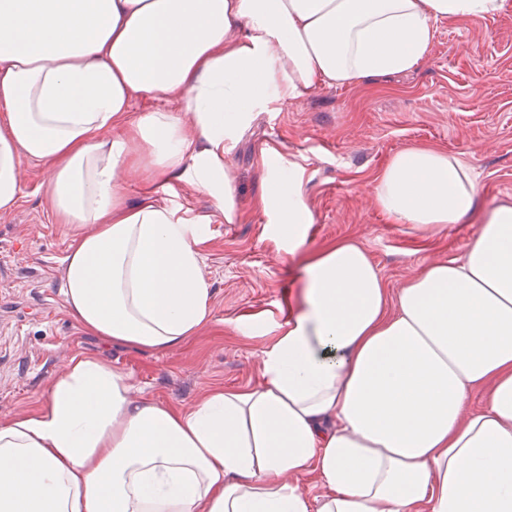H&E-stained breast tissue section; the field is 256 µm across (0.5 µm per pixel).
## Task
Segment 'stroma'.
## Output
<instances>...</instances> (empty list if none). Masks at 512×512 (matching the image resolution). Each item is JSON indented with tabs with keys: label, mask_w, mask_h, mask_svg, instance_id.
<instances>
[{
	"label": "stroma",
	"mask_w": 512,
	"mask_h": 512,
	"mask_svg": "<svg viewBox=\"0 0 512 512\" xmlns=\"http://www.w3.org/2000/svg\"><path fill=\"white\" fill-rule=\"evenodd\" d=\"M272 145L311 174L309 250L355 240L392 288L428 259L462 256L478 217L420 237L378 208L374 182L396 151L434 146L470 166L480 207L512 204V0L483 21L435 22L431 50L412 70L354 87L320 86L257 113L228 155L240 219L228 224L214 214L201 245L211 319L177 347L134 349L87 335L72 319L60 285L76 227L56 219L45 167L25 163L21 199L0 214V421L38 413L53 381L80 355L127 374L135 395L182 409L211 390L257 384V360L271 338L240 328L287 319L305 260L282 257L268 236L260 157Z\"/></svg>",
	"instance_id": "35a3bbf8"
}]
</instances>
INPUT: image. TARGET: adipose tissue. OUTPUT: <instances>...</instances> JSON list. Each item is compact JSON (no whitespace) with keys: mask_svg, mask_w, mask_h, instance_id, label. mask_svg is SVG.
Returning a JSON list of instances; mask_svg holds the SVG:
<instances>
[{"mask_svg":"<svg viewBox=\"0 0 512 512\" xmlns=\"http://www.w3.org/2000/svg\"><path fill=\"white\" fill-rule=\"evenodd\" d=\"M502 6L0 0V213L19 201L23 162L45 165L55 216L78 227L62 288L72 318L136 349L178 346L211 318L199 246L213 213L239 219L226 158L255 113L413 69L435 21ZM137 98L152 108L133 112ZM261 169L270 236L293 257L315 221L307 169L275 146ZM127 174L191 185L214 211L128 204ZM374 197L426 237L481 222L462 257L429 260L397 289L356 242L314 252L288 319L243 328L276 333L257 385L190 409L74 358L40 413L0 422V512H512V206L478 214L470 167L426 146L396 152Z\"/></svg>","mask_w":512,"mask_h":512,"instance_id":"ef3b65f1","label":"adipose tissue"}]
</instances>
